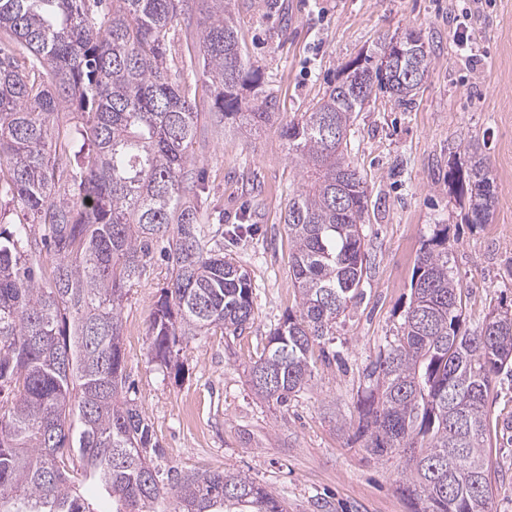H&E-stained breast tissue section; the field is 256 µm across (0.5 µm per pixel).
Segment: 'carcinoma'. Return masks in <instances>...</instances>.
Wrapping results in <instances>:
<instances>
[{"mask_svg": "<svg viewBox=\"0 0 512 512\" xmlns=\"http://www.w3.org/2000/svg\"><path fill=\"white\" fill-rule=\"evenodd\" d=\"M192 0H0V196L25 220L0 224V512H94L76 482L91 480L115 512H285L243 472L162 471L149 423L126 387L122 306L166 242L169 280L149 323L150 362L163 374L180 341L253 324L248 273L224 255V218L205 223L190 165L197 107L168 55ZM199 52L215 85L217 122L259 126L275 113L240 42L232 0H201ZM402 57L383 68L387 54ZM416 33L341 69L311 111L284 131L302 169L285 215L298 313L270 329L250 381L283 404L313 375V349L362 296L367 190L348 148L368 97L358 73L403 104L429 73ZM67 103L74 121L54 130ZM448 175L468 221L490 222L497 186L485 144L461 140ZM70 176L72 194L60 192ZM53 252L50 278L31 257ZM512 367V307L474 329L448 271V225L419 251L394 339L366 369L358 432L376 456L401 451L399 490L413 512H488V395Z\"/></svg>", "mask_w": 512, "mask_h": 512, "instance_id": "obj_1", "label": "carcinoma"}]
</instances>
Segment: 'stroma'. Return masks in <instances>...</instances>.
<instances>
[{"label":"stroma","instance_id":"35a3bbf8","mask_svg":"<svg viewBox=\"0 0 512 512\" xmlns=\"http://www.w3.org/2000/svg\"><path fill=\"white\" fill-rule=\"evenodd\" d=\"M239 35L261 72L275 114L254 130L212 114L214 88L198 66L197 5L171 33L181 83L201 117L192 146L203 181L198 203L224 214V253L254 287L251 329L219 328L181 345L180 378L148 362V326L166 286L153 251L122 311L126 369L139 411L161 446V468L180 474L236 470L277 493L288 512H412L398 490L403 454L371 455L357 434L364 375L391 340L411 297L416 256L436 226L448 227V268L462 285L469 327L512 304V0H471L468 46L454 37L456 0H235ZM421 33L428 78L411 107L385 93L354 115L351 156L366 183L369 270L363 297L327 343L308 387L286 405L261 402L251 363L272 326L297 311L284 223L302 187L282 132L319 100L340 70L385 39ZM475 135L485 144L498 201L487 224L469 223L448 183L449 150ZM490 512H512V376L488 396Z\"/></svg>","mask_w":512,"mask_h":512}]
</instances>
